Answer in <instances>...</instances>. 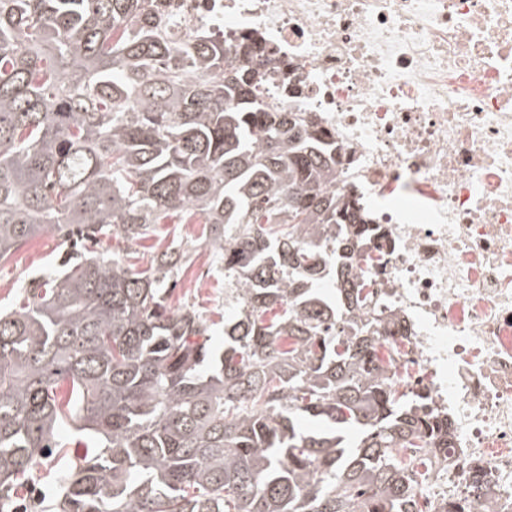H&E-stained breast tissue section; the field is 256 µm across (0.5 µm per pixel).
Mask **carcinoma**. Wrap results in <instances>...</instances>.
<instances>
[{
  "instance_id": "1",
  "label": "carcinoma",
  "mask_w": 512,
  "mask_h": 512,
  "mask_svg": "<svg viewBox=\"0 0 512 512\" xmlns=\"http://www.w3.org/2000/svg\"><path fill=\"white\" fill-rule=\"evenodd\" d=\"M256 46L174 45L149 0H0V263L56 229L144 240L174 215L224 259V349L149 267L84 255L0 313V512L73 425L59 512H414L400 396L349 270L367 215L336 143L260 101ZM305 418L313 427L298 428Z\"/></svg>"
}]
</instances>
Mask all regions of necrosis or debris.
<instances>
[{"mask_svg":"<svg viewBox=\"0 0 512 512\" xmlns=\"http://www.w3.org/2000/svg\"><path fill=\"white\" fill-rule=\"evenodd\" d=\"M177 42L256 38L268 108L312 115L379 222L354 267L378 357L450 444L415 512H512V0H154Z\"/></svg>","mask_w":512,"mask_h":512,"instance_id":"1","label":"necrosis or debris"}]
</instances>
